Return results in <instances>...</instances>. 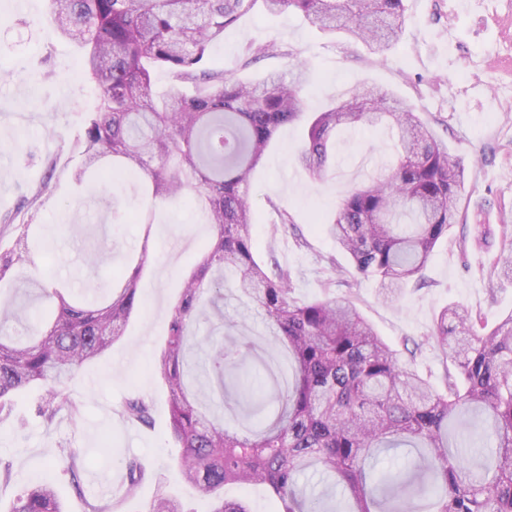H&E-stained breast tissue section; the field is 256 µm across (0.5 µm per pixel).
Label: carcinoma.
<instances>
[{
    "mask_svg": "<svg viewBox=\"0 0 512 512\" xmlns=\"http://www.w3.org/2000/svg\"><path fill=\"white\" fill-rule=\"evenodd\" d=\"M257 0H50L48 21L83 50V70L96 89L79 144L77 183L104 172L120 185L126 175L149 184L148 203H189L202 210L214 238L185 276L153 362L170 404L169 438L180 449L177 474L212 500L211 512H250L245 500L224 498L228 483L263 484L277 512H335L307 495L299 477L312 468L342 489L346 512H409L414 496L434 500L433 512H512V313L489 329L480 315L453 304L435 320L432 339L457 369L437 391L400 358L350 301L327 295L300 302L288 268L264 266L252 226L259 216L249 181L278 131L307 119L308 135L297 163L315 181L336 165V138L368 125L388 130L395 159L381 176L346 191L336 210L314 223L348 256L355 273L379 282L382 301L400 299L448 229L456 223L465 171L420 119L413 106L382 86H362L347 99L305 117L306 72L270 74L245 82L215 66L211 46ZM270 14L294 11L320 30L342 32L385 53L399 41L404 0H262ZM169 73L157 97L151 69ZM28 225L11 249L0 252V282L18 267L35 265ZM147 259L121 276L107 300L42 288L47 307L39 323L11 336L12 304L0 301V413L11 396L36 390L37 413L48 423L66 409L79 413L63 380L104 355L140 308L139 280ZM236 291L267 317L273 342L288 347L292 384L273 393L255 389L247 365L252 337L229 336L210 344L204 370L221 391L232 392L244 418L257 424L230 431L224 415L192 389L187 353L197 347L201 318L224 319L226 271ZM494 273L512 277V239L504 242ZM152 405L129 398L124 420L152 425ZM482 423L494 449L468 460L461 430ZM418 448L410 477L373 479L372 462L386 449ZM56 462L71 474L82 466L75 449L61 444ZM149 473L126 464L128 491ZM10 512H63L49 483L30 486ZM150 512H187L164 483Z\"/></svg>",
    "mask_w": 512,
    "mask_h": 512,
    "instance_id": "obj_1",
    "label": "carcinoma"
}]
</instances>
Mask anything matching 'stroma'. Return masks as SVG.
Returning a JSON list of instances; mask_svg holds the SVG:
<instances>
[{"label":"stroma","mask_w":512,"mask_h":512,"mask_svg":"<svg viewBox=\"0 0 512 512\" xmlns=\"http://www.w3.org/2000/svg\"><path fill=\"white\" fill-rule=\"evenodd\" d=\"M404 5L400 42L382 55L343 34H324L295 13L265 16L257 5L225 30L211 56L225 71L256 80L289 67L275 55L247 62V47L268 41L287 47L308 69L304 106L309 113L349 97L361 85L387 87L416 109L447 145L451 159L464 166L466 222L452 225L433 252L422 271L423 287L392 305L381 301L376 281L350 274L349 258L311 222L314 214L335 209L346 188L371 181L393 160L388 133L379 128L342 132L331 177L315 181L295 160L305 124H289L251 180L260 216L253 226L258 258L273 257L288 268L298 300L328 293L350 299L394 348L414 351L416 368L440 389L454 366L431 339L439 311L458 303L491 326L512 312V279L492 273L503 240L512 235V78L485 65L488 57L512 56V39H503L496 24L504 0H405ZM48 10V0H0V251L12 245L21 225L40 227L34 241L41 255L38 270L8 282L21 306L15 328L28 325L30 309L40 303L33 277L66 280L78 290L91 284L105 294L133 252L148 246L150 259L139 282L142 306L124 337L66 384L79 414L64 411L45 422L27 393L13 399L10 417L0 418V458L12 465L10 479L0 478V512H9L27 487L40 481L53 484L65 512H85L86 500L93 497L111 500L114 512H148L160 478L187 512H209V500L177 475L179 451L167 435V390L151 365L166 338L187 267L210 242L213 229L201 212L184 204L157 205L154 223L140 224L142 190L136 180L123 184L110 210L100 201L101 186L71 182L94 90L82 73L80 51L47 22ZM50 166L54 188L38 194ZM30 196L35 204H27ZM278 205L294 214L300 236L273 234ZM483 209L495 219L480 237L475 226ZM223 309L225 321L246 323L258 342L254 362L283 380L288 353L270 343L258 310L230 291ZM131 396L151 402V426L122 419L118 408ZM61 443L80 452L77 474L54 464ZM135 456L151 463L154 477L130 493L126 464Z\"/></svg>","instance_id":"stroma-1"}]
</instances>
